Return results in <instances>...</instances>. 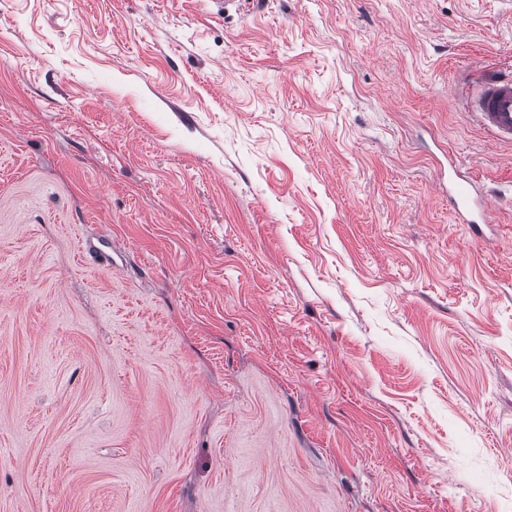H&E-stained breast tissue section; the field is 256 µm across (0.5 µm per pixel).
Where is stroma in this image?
<instances>
[{"label": "stroma", "instance_id": "1", "mask_svg": "<svg viewBox=\"0 0 512 512\" xmlns=\"http://www.w3.org/2000/svg\"><path fill=\"white\" fill-rule=\"evenodd\" d=\"M509 73L512 0H0V512H512ZM473 108L502 142H512V75L492 78L473 98ZM450 192L453 210L459 223L479 224L475 219L476 216L482 224L485 223L487 211L485 198L477 194L473 195L471 188L463 183H454Z\"/></svg>", "mask_w": 512, "mask_h": 512}]
</instances>
